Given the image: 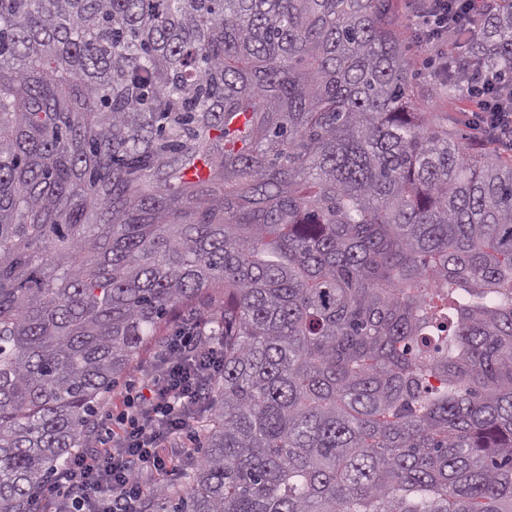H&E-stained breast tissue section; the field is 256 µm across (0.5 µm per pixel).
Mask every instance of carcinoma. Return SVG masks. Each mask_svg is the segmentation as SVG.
<instances>
[{
	"instance_id": "1",
	"label": "carcinoma",
	"mask_w": 512,
	"mask_h": 512,
	"mask_svg": "<svg viewBox=\"0 0 512 512\" xmlns=\"http://www.w3.org/2000/svg\"><path fill=\"white\" fill-rule=\"evenodd\" d=\"M395 27L0 0V512H39L170 315L223 370L139 512H512V159L416 111ZM449 47L440 88L507 111L512 0Z\"/></svg>"
}]
</instances>
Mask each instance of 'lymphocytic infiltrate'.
Here are the masks:
<instances>
[{"instance_id": "1", "label": "lymphocytic infiltrate", "mask_w": 512, "mask_h": 512, "mask_svg": "<svg viewBox=\"0 0 512 512\" xmlns=\"http://www.w3.org/2000/svg\"><path fill=\"white\" fill-rule=\"evenodd\" d=\"M191 345V336L185 334L171 339L175 365L155 383L121 446L92 447L72 455L37 493L42 512H137V474L146 469L167 472L163 439L188 427L192 418L188 406L199 398L190 371L180 366Z\"/></svg>"}]
</instances>
